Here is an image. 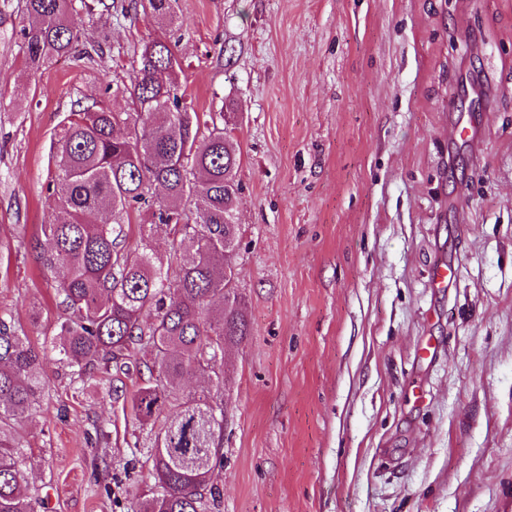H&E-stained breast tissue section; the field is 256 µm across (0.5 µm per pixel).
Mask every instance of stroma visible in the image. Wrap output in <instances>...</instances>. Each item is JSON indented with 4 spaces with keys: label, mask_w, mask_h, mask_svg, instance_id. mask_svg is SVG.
I'll return each instance as SVG.
<instances>
[{
    "label": "stroma",
    "mask_w": 512,
    "mask_h": 512,
    "mask_svg": "<svg viewBox=\"0 0 512 512\" xmlns=\"http://www.w3.org/2000/svg\"><path fill=\"white\" fill-rule=\"evenodd\" d=\"M75 16L102 55L31 70L0 0V317L35 344L52 145L122 92L168 29L129 0ZM188 106L240 149L235 265L250 334L226 347L217 512H512V0H179ZM472 130V138L458 134ZM454 261L437 292L432 266ZM435 346L424 359V342ZM14 425L37 512H130L152 484L144 365L77 385L56 353Z\"/></svg>",
    "instance_id": "stroma-1"
}]
</instances>
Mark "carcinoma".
Instances as JSON below:
<instances>
[{
	"instance_id": "1",
	"label": "carcinoma",
	"mask_w": 512,
	"mask_h": 512,
	"mask_svg": "<svg viewBox=\"0 0 512 512\" xmlns=\"http://www.w3.org/2000/svg\"><path fill=\"white\" fill-rule=\"evenodd\" d=\"M167 28H181L177 0H134ZM87 0H26L21 30L29 67L71 54L90 56L73 22ZM181 63L161 40L144 45L130 77L133 111L74 110L54 145L48 189L55 207L42 225L44 268L58 273L66 317L51 350L82 374L150 353V377L130 397L132 419L159 424L146 446L153 485L133 512H207L224 454V346L249 336L237 275L224 268L236 250L240 151L224 113L203 120L183 103ZM139 225L136 247L125 226ZM164 227L173 253H158L146 227ZM188 253V262L177 260ZM46 347L0 317V512H35L13 424L46 387ZM208 373L211 388L187 392L184 377Z\"/></svg>"
}]
</instances>
